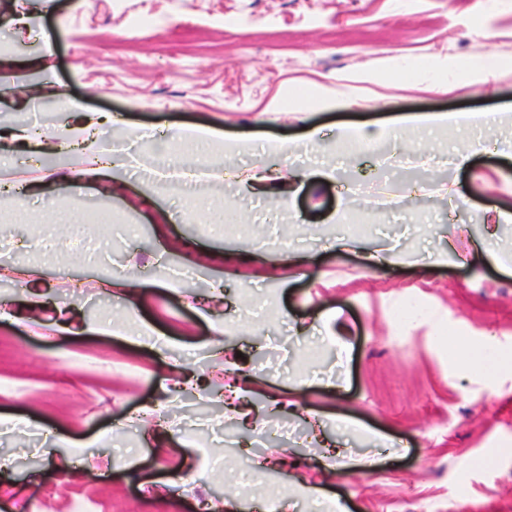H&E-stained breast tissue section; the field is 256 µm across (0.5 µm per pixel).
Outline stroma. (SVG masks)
Returning a JSON list of instances; mask_svg holds the SVG:
<instances>
[{"label": "stroma", "instance_id": "1", "mask_svg": "<svg viewBox=\"0 0 512 512\" xmlns=\"http://www.w3.org/2000/svg\"><path fill=\"white\" fill-rule=\"evenodd\" d=\"M29 29L15 35V13ZM0 177L40 181L0 199V266L42 270L45 304L24 320L29 291L0 279V512L73 504L105 512H315L308 489L348 512H512V223L496 254L483 226L512 214V0H0ZM52 47L54 75L84 112L122 121L99 146L131 144L140 168L118 195L43 181L65 153L11 143L59 104L30 99L27 61ZM487 63L473 75L470 64ZM496 112L486 150L449 163L472 134L454 119ZM452 122L427 136L421 115ZM400 127L375 151L344 154L340 126ZM168 143L181 127L219 136L205 175L168 192L136 136ZM315 142L323 172L283 186L281 199L208 177L211 167L263 174L277 160L225 157L222 139ZM236 222L219 224L213 195ZM191 207L157 231L161 215ZM76 217L80 235L63 234ZM162 224V223H161ZM345 247H337V240ZM380 248L387 270L368 267ZM306 254L304 275L283 264ZM136 264L147 287L124 302L105 285ZM244 272L214 293L222 269ZM425 318L395 320L404 302ZM71 329H55L58 321ZM104 324L103 335L80 333ZM151 327L157 348L140 346ZM307 328L308 347L295 343ZM445 339L435 350L432 337ZM469 340L492 354L491 375L451 352ZM227 350L249 390L224 394L211 364ZM356 430L334 452V417ZM376 454L343 479L338 456ZM239 475L235 490L223 477Z\"/></svg>", "mask_w": 512, "mask_h": 512}]
</instances>
